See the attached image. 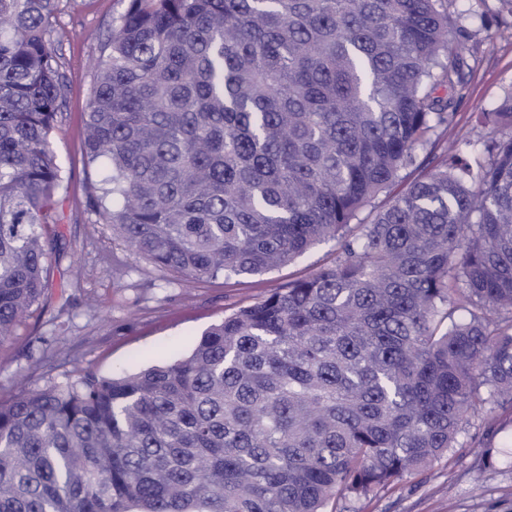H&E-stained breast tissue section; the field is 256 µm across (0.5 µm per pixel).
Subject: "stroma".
<instances>
[{"mask_svg":"<svg viewBox=\"0 0 512 512\" xmlns=\"http://www.w3.org/2000/svg\"><path fill=\"white\" fill-rule=\"evenodd\" d=\"M126 0H65L51 40L66 76L65 106L51 136L62 169L58 191L62 220L50 225L48 288L34 302L15 336L0 343V404L22 391L63 385L81 372L109 376L137 371L157 360L186 357L203 332L335 258L334 242L320 244L295 262L259 274L188 279L135 254L97 223L87 206L105 175L84 153V121L101 40L125 10ZM467 35L464 79L453 91V118L436 137L470 141L483 150L495 138L477 123L512 92V13L500 0H448ZM460 446L423 474L395 488L351 501L350 512H512V413L477 417ZM491 450L479 467L477 446Z\"/></svg>","mask_w":512,"mask_h":512,"instance_id":"1","label":"stroma"}]
</instances>
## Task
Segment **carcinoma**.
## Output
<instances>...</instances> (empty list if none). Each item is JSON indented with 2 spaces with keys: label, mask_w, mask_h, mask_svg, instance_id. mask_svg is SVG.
I'll use <instances>...</instances> for the list:
<instances>
[{
  "label": "carcinoma",
  "mask_w": 512,
  "mask_h": 512,
  "mask_svg": "<svg viewBox=\"0 0 512 512\" xmlns=\"http://www.w3.org/2000/svg\"><path fill=\"white\" fill-rule=\"evenodd\" d=\"M62 2L0 0L1 342L46 288ZM461 36L443 0H128L85 124L99 223L195 279L336 257L182 359L0 406V512H345L512 411V93L486 153L430 138Z\"/></svg>",
  "instance_id": "1"
}]
</instances>
